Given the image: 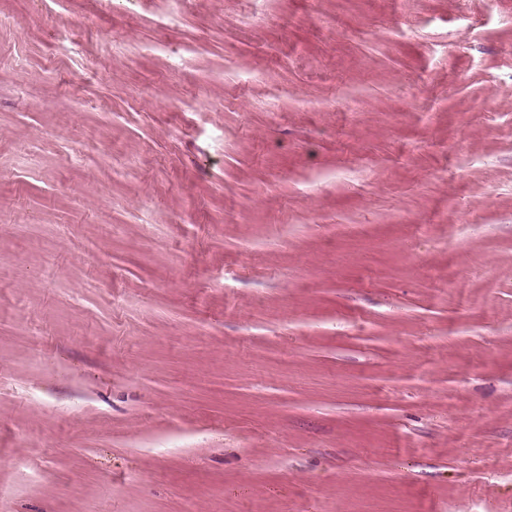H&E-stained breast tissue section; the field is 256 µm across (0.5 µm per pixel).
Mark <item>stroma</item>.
Returning a JSON list of instances; mask_svg holds the SVG:
<instances>
[{"label": "stroma", "instance_id": "35a3bbf8", "mask_svg": "<svg viewBox=\"0 0 512 512\" xmlns=\"http://www.w3.org/2000/svg\"><path fill=\"white\" fill-rule=\"evenodd\" d=\"M0 14L5 512H512V0Z\"/></svg>", "mask_w": 512, "mask_h": 512}]
</instances>
